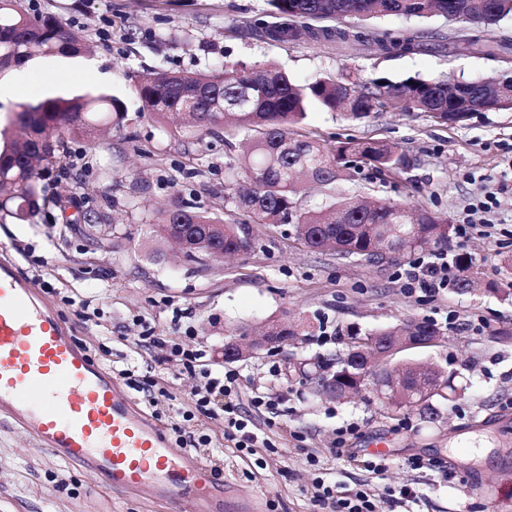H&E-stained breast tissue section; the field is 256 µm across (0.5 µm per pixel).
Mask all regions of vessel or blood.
<instances>
[{
    "instance_id": "b4317fda",
    "label": "vessel or blood",
    "mask_w": 512,
    "mask_h": 512,
    "mask_svg": "<svg viewBox=\"0 0 512 512\" xmlns=\"http://www.w3.org/2000/svg\"><path fill=\"white\" fill-rule=\"evenodd\" d=\"M0 419L61 459L98 472L110 492L186 500L223 512L207 460L173 453L165 427L140 409L44 297L0 256Z\"/></svg>"
}]
</instances>
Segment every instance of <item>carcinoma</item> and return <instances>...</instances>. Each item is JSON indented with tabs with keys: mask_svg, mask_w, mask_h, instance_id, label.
<instances>
[{
	"mask_svg": "<svg viewBox=\"0 0 512 512\" xmlns=\"http://www.w3.org/2000/svg\"><path fill=\"white\" fill-rule=\"evenodd\" d=\"M276 26L256 32L261 38L290 41L301 35L313 41L364 42L367 33L354 26H316L322 19H372L397 16L405 20L452 16L476 27L488 28L512 15V0H265ZM476 53L504 61L512 58V40L489 33L473 38ZM417 44L411 37L387 41L377 39L376 52L409 54ZM87 47L60 18H33L22 0H0V73L49 57H76ZM446 80L421 79L394 82L386 77L358 83L351 76H324L306 84L294 82L276 66L255 71L245 64L217 75L186 74L159 68L137 85L144 109L158 118L173 113L186 115L177 130L187 147L201 144L208 136L224 138L231 128L251 138L245 152L233 160L244 171L247 185L234 193L235 206L248 214L253 224H291L299 240L316 250H341L347 256L366 259L371 250L388 244L398 253L429 245H447L452 226L443 218L422 211L412 214L406 206L382 199L357 196L336 197V183L345 171L359 163L373 166L384 175H396L409 167L407 156L390 144L351 139L339 146L325 147L316 139L299 134L300 125L311 108L329 112L345 111L355 120L372 112L394 111L405 100V110L423 112L440 124L457 125L492 106L512 109V94L496 86V76L464 83L457 99L448 96ZM246 96L245 108L225 109L230 102ZM16 120L29 129L27 138L4 145L0 150V210L24 223L39 212L64 210L73 197L56 190L73 178L64 163L69 144L89 140L99 123L109 120L121 126L127 118L123 101L106 93L71 98L48 97L36 104L17 105ZM323 185L328 202L316 212L301 207V176ZM162 224H212L224 227L217 241L224 250L245 255L256 240L246 224L225 222L197 204L178 200L152 224L158 233ZM461 274L456 286L471 291L475 277L472 260L458 258ZM397 327L360 333L349 337L358 347H370L374 336H393ZM445 381L443 394L417 396L424 409L436 397L448 399L456 391L454 374L435 370Z\"/></svg>",
	"mask_w": 512,
	"mask_h": 512,
	"instance_id": "obj_1",
	"label": "carcinoma"
}]
</instances>
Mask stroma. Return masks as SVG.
I'll return each instance as SVG.
<instances>
[{
  "mask_svg": "<svg viewBox=\"0 0 512 512\" xmlns=\"http://www.w3.org/2000/svg\"><path fill=\"white\" fill-rule=\"evenodd\" d=\"M35 7L61 18L92 48L75 59L28 63L26 100L50 97L54 84L69 96L114 89L127 119L97 141L72 142L75 207L28 223L0 212V251L101 366L112 374L131 370L123 386L165 424L171 448L181 452L185 440L194 441L196 454L233 484L236 496L226 507L244 498L257 501V512H330L313 496L322 479L370 489L380 512H512V339L498 336L512 330V110L477 112L454 127L420 112L353 120L312 110L298 127L329 147L350 139L396 145L410 161L407 170L383 175L365 167L340 181L338 192L403 202L452 225L475 224L466 243L450 238L447 250L467 253L478 279L495 284L496 292L463 294L452 283L412 290L403 272L429 262L431 251L357 263L306 247L289 224L253 225L250 253L203 267L175 268L144 248L157 210L177 198L227 221L244 214L224 182L228 148L210 137L186 152L173 128L144 112L140 78L160 66L193 72L243 62L279 64L299 83L341 73L360 81H477L503 65L472 49L475 27L441 16L369 20L372 34L424 30L454 40L447 53L379 56L358 43L258 40L250 28L265 21L264 0H35ZM87 210L111 224V252L94 249L76 230L78 213ZM282 318L307 325L308 336L249 360H224L221 351L235 329L254 332ZM410 318L432 321L443 332L440 345L407 357L455 373L454 401L436 398L431 410L394 413L365 392L319 398L288 367L292 358L345 352L350 331ZM175 344L204 351L202 370L166 361ZM206 371L237 374L230 400L258 428L254 451L237 448L222 418L197 410L194 393ZM377 461L383 470H373ZM404 489L412 493L406 502ZM0 512L167 509L110 492L99 474L0 423Z\"/></svg>",
  "mask_w": 512,
  "mask_h": 512,
  "instance_id": "obj_1",
  "label": "stroma"
}]
</instances>
